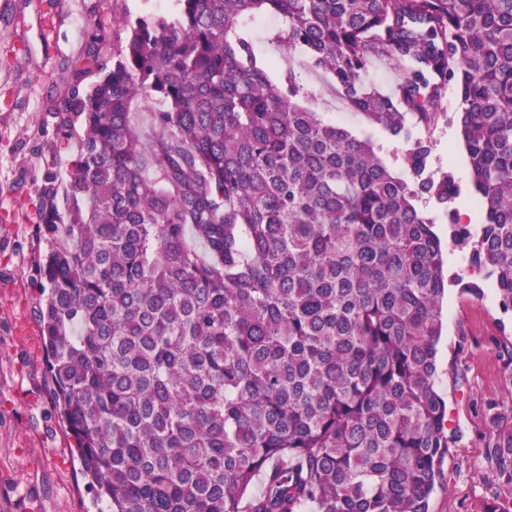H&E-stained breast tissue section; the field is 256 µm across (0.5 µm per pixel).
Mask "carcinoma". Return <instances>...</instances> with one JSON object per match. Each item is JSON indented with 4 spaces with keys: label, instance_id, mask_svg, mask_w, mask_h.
I'll return each instance as SVG.
<instances>
[{
    "label": "carcinoma",
    "instance_id": "carcinoma-1",
    "mask_svg": "<svg viewBox=\"0 0 512 512\" xmlns=\"http://www.w3.org/2000/svg\"><path fill=\"white\" fill-rule=\"evenodd\" d=\"M176 5L120 18L112 63L93 44L73 62L65 206L54 173L38 189L43 350L98 512H430L450 444L443 298L450 281L482 288L445 276L422 203L512 312V0ZM258 14L281 24L276 79ZM377 59L403 74L392 94L364 79ZM308 72L405 143L408 177L303 106ZM145 99L162 108L144 125ZM447 121L475 229L454 174L431 167ZM492 421L512 487V426ZM268 16L257 18L251 26V36L254 41L256 53L260 57H267L273 53V47L268 42V34L278 27L277 20L268 19ZM431 163L433 169L443 168L453 172L461 186L455 206L467 217L468 220L465 218L464 222H470L472 227L479 224V210L475 209L470 192L468 163L456 124L448 122V125L443 124L435 131Z\"/></svg>",
    "mask_w": 512,
    "mask_h": 512
}]
</instances>
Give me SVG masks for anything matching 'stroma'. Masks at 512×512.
Wrapping results in <instances>:
<instances>
[{
    "instance_id": "stroma-1",
    "label": "stroma",
    "mask_w": 512,
    "mask_h": 512,
    "mask_svg": "<svg viewBox=\"0 0 512 512\" xmlns=\"http://www.w3.org/2000/svg\"><path fill=\"white\" fill-rule=\"evenodd\" d=\"M175 0H0V512H97L81 473L77 443L59 418L41 346L17 334V321L38 327L46 294L39 275L48 250L36 236V190L47 170L65 175L79 146L82 125L62 143L57 108L68 90L73 61L99 33L104 58L124 39L115 18L173 12ZM308 107L323 118L369 139L383 162L406 174L404 146L381 127L351 111L308 74ZM433 168L451 170L461 186L455 205L470 224L480 215L469 188L466 154L455 124L434 133ZM435 222L448 274L480 281L481 296L449 285L437 345V389L444 397L451 439L443 462L446 488L437 490L430 512H484L512 501L488 458L490 417L512 424V313L502 312L493 284L480 280L468 249L448 238V219L434 204Z\"/></svg>"
}]
</instances>
